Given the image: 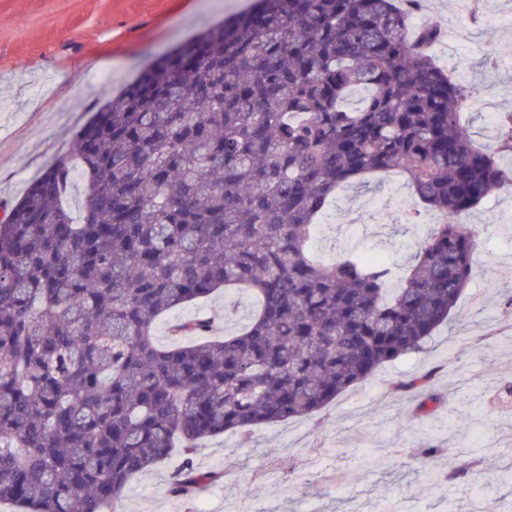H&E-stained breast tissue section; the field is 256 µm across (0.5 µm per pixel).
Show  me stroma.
Wrapping results in <instances>:
<instances>
[{"label":"stroma","instance_id":"stroma-1","mask_svg":"<svg viewBox=\"0 0 512 512\" xmlns=\"http://www.w3.org/2000/svg\"><path fill=\"white\" fill-rule=\"evenodd\" d=\"M249 0H0V211L12 207L29 182L61 153L100 101L118 95L154 54L169 50ZM421 20L440 25L436 62L479 99L461 114L475 143L496 145V117L512 111V0H425ZM410 201L406 176L369 177L339 189L321 219L315 242L326 257L342 246L385 256L407 268L434 211L403 221ZM476 225L481 248L476 273L447 326L421 352L383 365L310 417L208 439L194 465L220 473L193 500L168 491L172 455L127 484L116 512H474L490 492L512 512V193L501 190L461 217ZM227 316L239 330L255 311L244 290L171 312L155 340L170 344L171 322L199 314ZM225 315V314H224ZM433 372L441 406L428 417L391 381ZM442 450L435 469L419 448ZM481 460L466 480L452 477L470 451Z\"/></svg>","mask_w":512,"mask_h":512}]
</instances>
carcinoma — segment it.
<instances>
[{
    "mask_svg": "<svg viewBox=\"0 0 512 512\" xmlns=\"http://www.w3.org/2000/svg\"><path fill=\"white\" fill-rule=\"evenodd\" d=\"M423 3L252 0L151 60L28 185L0 219V502L106 512L173 448L311 416L448 324L480 249L456 217L512 174L461 123L473 93L431 58L440 28L410 29ZM396 169L443 220L394 288L388 262L313 241L338 189ZM240 287L259 307L239 331L196 315L156 343L162 316ZM432 378L391 388L429 413ZM217 480L188 458L170 491Z\"/></svg>",
    "mask_w": 512,
    "mask_h": 512,
    "instance_id": "carcinoma-1",
    "label": "carcinoma"
}]
</instances>
